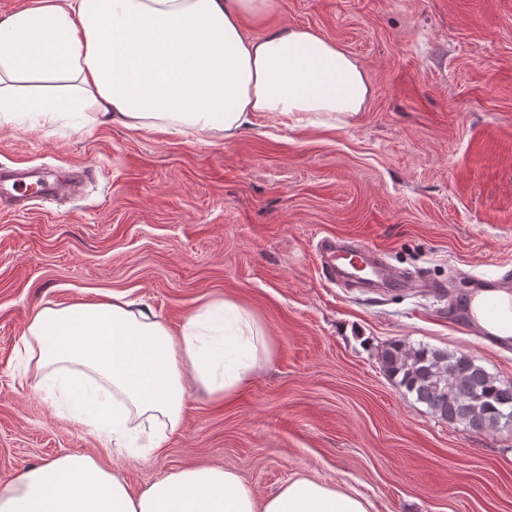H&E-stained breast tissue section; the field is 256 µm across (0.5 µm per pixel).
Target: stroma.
I'll return each instance as SVG.
<instances>
[{"label":"stroma","mask_w":512,"mask_h":512,"mask_svg":"<svg viewBox=\"0 0 512 512\" xmlns=\"http://www.w3.org/2000/svg\"><path fill=\"white\" fill-rule=\"evenodd\" d=\"M284 25L357 59L371 86L360 112H257L230 139L92 111L80 129L0 125V165L98 167L73 198L0 210V484L85 451L135 496L205 463L260 500L306 475L373 512H512V431L442 420L378 360L401 340L512 382V347L463 325L479 280L512 286V0H279L244 30ZM325 238L377 247L417 288L330 280ZM115 296L176 334L201 303L234 300L273 357L231 399L192 387L178 429L128 458L23 382L17 354L42 306Z\"/></svg>","instance_id":"stroma-1"}]
</instances>
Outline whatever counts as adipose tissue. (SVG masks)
<instances>
[{
  "mask_svg": "<svg viewBox=\"0 0 512 512\" xmlns=\"http://www.w3.org/2000/svg\"><path fill=\"white\" fill-rule=\"evenodd\" d=\"M278 0H40L0 18V124L96 112L128 128L159 125L232 136L255 112L361 111L371 88L356 60L309 30L248 37L245 17ZM492 293L469 313L512 347V313L490 319ZM31 385L66 392L71 414L140 457L180 422L191 386L224 400L247 386L272 349L251 313L224 299L200 305L174 335L121 299L39 309L21 338ZM367 499L305 476L263 502L234 472L208 465L169 474L139 495L88 453L29 468L0 487V512H371Z\"/></svg>",
  "mask_w": 512,
  "mask_h": 512,
  "instance_id": "obj_1",
  "label": "adipose tissue"
}]
</instances>
